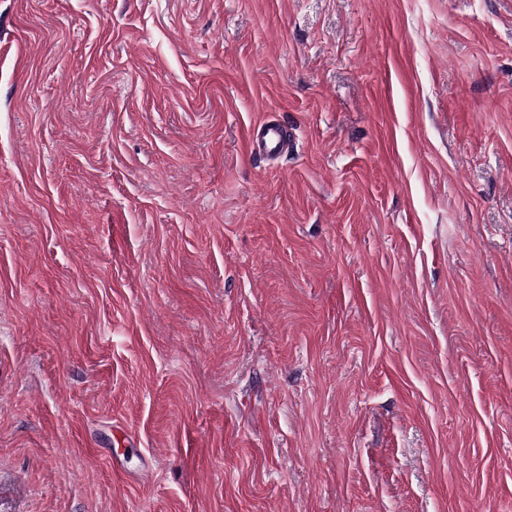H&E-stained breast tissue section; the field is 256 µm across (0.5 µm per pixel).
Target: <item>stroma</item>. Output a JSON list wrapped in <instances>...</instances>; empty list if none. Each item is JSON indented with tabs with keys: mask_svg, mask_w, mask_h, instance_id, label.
<instances>
[{
	"mask_svg": "<svg viewBox=\"0 0 512 512\" xmlns=\"http://www.w3.org/2000/svg\"><path fill=\"white\" fill-rule=\"evenodd\" d=\"M0 512H512V0H0ZM288 148L285 128L277 122L255 123L248 129V153L250 156L274 158Z\"/></svg>",
	"mask_w": 512,
	"mask_h": 512,
	"instance_id": "1",
	"label": "stroma"
}]
</instances>
